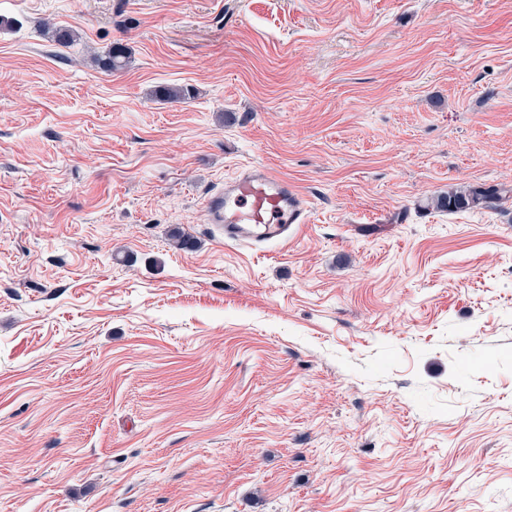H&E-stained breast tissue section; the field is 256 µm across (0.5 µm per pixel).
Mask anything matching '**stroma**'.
I'll use <instances>...</instances> for the list:
<instances>
[{
	"label": "stroma",
	"instance_id": "obj_1",
	"mask_svg": "<svg viewBox=\"0 0 512 512\" xmlns=\"http://www.w3.org/2000/svg\"><path fill=\"white\" fill-rule=\"evenodd\" d=\"M0 17V512H512V198L433 204L512 188V0ZM243 165L286 247L213 237ZM204 207L225 243L282 244L308 224L303 194L287 179L251 167L224 179ZM512 189L493 188L484 186H470L465 190H448L436 199L437 208L450 212L477 207H491L495 201L502 199L503 195L511 194Z\"/></svg>",
	"mask_w": 512,
	"mask_h": 512
}]
</instances>
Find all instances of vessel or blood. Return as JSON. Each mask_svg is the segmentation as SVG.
<instances>
[{
  "instance_id": "vessel-or-blood-1",
  "label": "vessel or blood",
  "mask_w": 512,
  "mask_h": 512,
  "mask_svg": "<svg viewBox=\"0 0 512 512\" xmlns=\"http://www.w3.org/2000/svg\"><path fill=\"white\" fill-rule=\"evenodd\" d=\"M211 224L228 243L282 244L308 221L303 194L268 170L240 168L204 201Z\"/></svg>"
}]
</instances>
